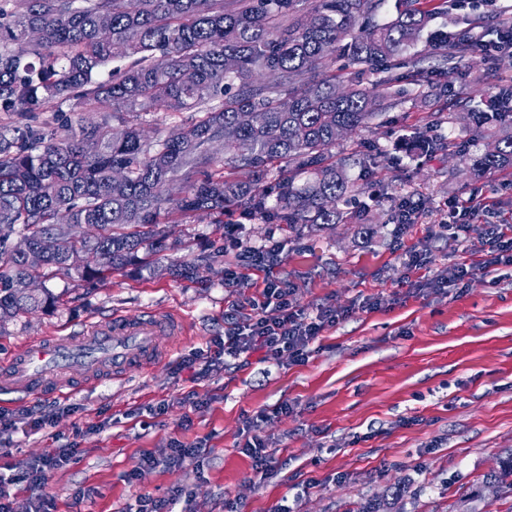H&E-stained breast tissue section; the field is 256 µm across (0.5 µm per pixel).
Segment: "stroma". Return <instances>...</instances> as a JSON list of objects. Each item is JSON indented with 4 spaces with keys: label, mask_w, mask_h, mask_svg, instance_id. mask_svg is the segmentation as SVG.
I'll use <instances>...</instances> for the list:
<instances>
[{
    "label": "stroma",
    "mask_w": 512,
    "mask_h": 512,
    "mask_svg": "<svg viewBox=\"0 0 512 512\" xmlns=\"http://www.w3.org/2000/svg\"><path fill=\"white\" fill-rule=\"evenodd\" d=\"M509 20L512 0L449 6L386 74L328 59L325 72H342L346 83L388 96L401 86L406 94L384 105L371 128L337 145V157L351 158L348 172L361 191L340 204L343 219L334 229L300 234L281 222L241 224L251 245L278 241L272 274L287 282L298 309L310 316L328 306L348 312L311 344L308 360L230 359L194 380L177 371L180 356L223 336L234 300L259 295L261 288L225 287V268L236 262L231 252L213 267L197 266L193 275L174 271L223 247L225 235L240 224L239 211L225 212L220 224L201 215L164 225L161 272L119 271L103 281L60 276L49 283L60 296L57 307L0 325V358L75 335L88 320L116 312L156 311L184 325L172 351L123 378L60 394L0 395L2 413L51 418L36 435L0 434V476L74 445L77 456L43 488L51 512H128L139 495L180 486L191 491L197 512H224L229 504L236 512H275L285 502L295 512H352L398 488L397 512H453L480 486L498 453L512 448V265L412 296L400 255L429 244L435 275L484 257L489 245L481 225H512V168L476 178L453 152L467 139L468 115L481 90L512 86V48L491 56L470 52L449 72L438 68L430 45L437 31L453 38L469 30L494 42ZM418 64L432 73L423 90L411 79ZM435 113L450 118L438 132L452 148L424 154L411 134ZM473 195L488 205L479 229L455 240L438 238L449 202ZM405 198L424 208L417 223L399 229L395 210ZM372 298L380 308H363ZM159 403L163 413L150 414ZM283 403L290 413H278ZM250 418L276 460L264 476L241 450ZM176 440L196 444L199 462L140 470L144 454ZM136 469L139 479L127 481ZM80 488L91 497L75 500Z\"/></svg>",
    "instance_id": "stroma-1"
}]
</instances>
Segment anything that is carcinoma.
Segmentation results:
<instances>
[{"label":"carcinoma","instance_id":"1","mask_svg":"<svg viewBox=\"0 0 512 512\" xmlns=\"http://www.w3.org/2000/svg\"><path fill=\"white\" fill-rule=\"evenodd\" d=\"M0 0V112H46L58 100L103 113L73 126L21 123L0 131V320L56 306L45 283L76 271L100 280L147 267L166 249L160 225L175 216L224 215L245 206L293 230L326 229L341 219L337 204L359 192L336 159L341 130L367 128L378 104L365 88H343L322 76L332 54L373 70L402 55L448 0H396L395 15L377 20L384 0ZM442 66H454L467 44L433 37ZM115 59L128 65L112 79L98 74ZM470 113L472 136L512 116V92L484 91ZM120 112L198 114L163 138L141 125L109 124ZM426 152L447 139L415 133ZM98 151L89 155L83 143ZM230 157L214 165L213 148ZM480 176L512 166V131L482 154H468ZM277 173L274 205L263 184ZM312 183L296 185L297 173ZM63 247L42 264L27 251L46 236ZM512 495V449L484 475Z\"/></svg>","mask_w":512,"mask_h":512}]
</instances>
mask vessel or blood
<instances>
[{
	"label": "vessel or blood",
	"mask_w": 512,
	"mask_h": 512,
	"mask_svg": "<svg viewBox=\"0 0 512 512\" xmlns=\"http://www.w3.org/2000/svg\"><path fill=\"white\" fill-rule=\"evenodd\" d=\"M182 333L179 320L147 313L88 321L75 336H56L11 357L0 366V391L23 395L57 393L90 385L107 375H121L155 359L161 343ZM82 366L81 382L70 377Z\"/></svg>",
	"instance_id": "1"
}]
</instances>
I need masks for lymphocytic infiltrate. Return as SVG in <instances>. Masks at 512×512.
Returning <instances> with one entry per match:
<instances>
[{
	"instance_id": "obj_1",
	"label": "lymphocytic infiltrate",
	"mask_w": 512,
	"mask_h": 512,
	"mask_svg": "<svg viewBox=\"0 0 512 512\" xmlns=\"http://www.w3.org/2000/svg\"><path fill=\"white\" fill-rule=\"evenodd\" d=\"M488 233L491 250L479 266L449 265L426 281V289L441 290L463 281L478 269L485 271L502 263L512 265V225L493 224ZM233 245L240 260L252 262L253 266L265 271L266 278L260 297L236 300L227 312L228 326L223 338L215 342L216 355L236 360L259 352L264 360L270 361L284 353L293 362L305 361L310 345L326 327L344 319V312L323 308L310 317L295 309L287 283L269 274L276 257L275 248L265 245L256 248L239 238L234 239ZM74 454V449L57 448L29 462L20 476L0 477V512H48V501L39 490L48 474L66 466ZM22 482L31 494L20 506L12 499L10 488Z\"/></svg>"
}]
</instances>
